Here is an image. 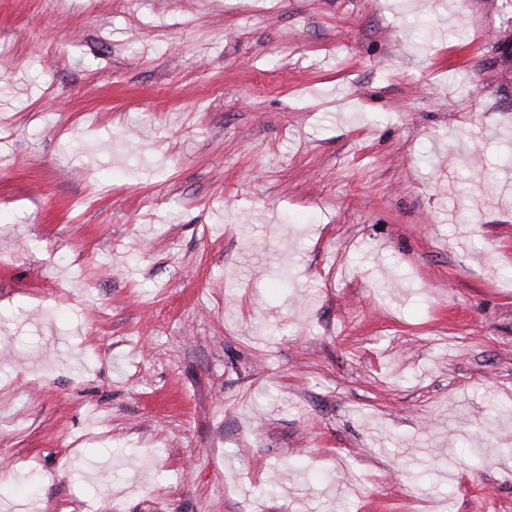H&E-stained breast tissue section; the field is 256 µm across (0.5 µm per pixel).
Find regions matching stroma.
<instances>
[{"label": "stroma", "instance_id": "35a3bbf8", "mask_svg": "<svg viewBox=\"0 0 512 512\" xmlns=\"http://www.w3.org/2000/svg\"><path fill=\"white\" fill-rule=\"evenodd\" d=\"M512 0H0V512H512Z\"/></svg>", "mask_w": 512, "mask_h": 512}]
</instances>
